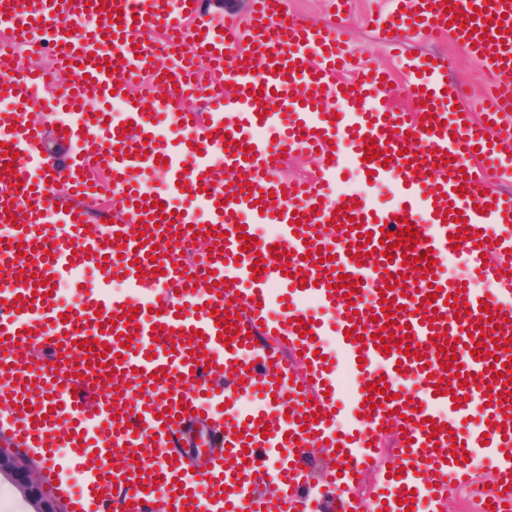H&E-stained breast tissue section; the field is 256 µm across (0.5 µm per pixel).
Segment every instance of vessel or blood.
I'll use <instances>...</instances> for the list:
<instances>
[{
	"label": "vessel or blood",
	"instance_id": "b4317fda",
	"mask_svg": "<svg viewBox=\"0 0 512 512\" xmlns=\"http://www.w3.org/2000/svg\"><path fill=\"white\" fill-rule=\"evenodd\" d=\"M251 4L242 32L202 0H0L12 36L0 41V429L51 460L43 483L68 512H335L377 467L392 424L402 465L383 470L375 512H439L461 491L512 512V195L490 190L512 171V0H391L378 30L396 49L413 31L454 34L487 78L478 119L443 58L405 59L416 110L400 111L383 68L340 80L354 55L343 23L313 27L283 0ZM63 15L77 31L59 27ZM46 34L73 76L57 89L14 51ZM200 96L202 108L187 107ZM35 105L71 148L62 164L44 161ZM165 126L181 139L162 142ZM291 153L318 154L316 173L282 178ZM349 166L361 189L335 191ZM155 172L163 191L143 182ZM386 181L394 201L379 210L366 191ZM103 194L108 219L91 223L83 201ZM259 224L274 236L256 239ZM327 224L343 225L339 241ZM409 224L429 269L395 244ZM362 231L359 263L349 252ZM189 239L191 261L176 260ZM454 252L469 277L446 276ZM80 271L97 278L75 306L52 296ZM336 273L351 287L330 288ZM115 279L126 293L111 291ZM309 301L335 323L310 317ZM327 334L342 364L321 360ZM391 335L409 346L377 350ZM451 347L457 359L444 357ZM342 371L355 379L346 430ZM313 443L346 463L322 474L316 497ZM60 448L70 454L58 463ZM194 454L203 471L191 472ZM487 462L490 485L478 478ZM70 469L79 487L61 480Z\"/></svg>",
	"mask_w": 512,
	"mask_h": 512
}]
</instances>
